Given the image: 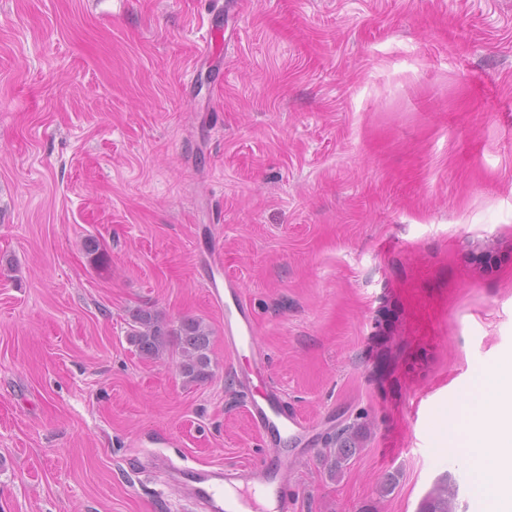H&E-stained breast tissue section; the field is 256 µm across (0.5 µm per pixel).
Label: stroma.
Masks as SVG:
<instances>
[{"label":"stroma","mask_w":512,"mask_h":512,"mask_svg":"<svg viewBox=\"0 0 512 512\" xmlns=\"http://www.w3.org/2000/svg\"><path fill=\"white\" fill-rule=\"evenodd\" d=\"M216 246L311 427L295 512H479L449 445L512 357V0H0V512H182L151 458L266 455ZM140 308L209 325L207 381ZM210 273L205 287L211 299L224 308V344L234 353L253 351L255 323L253 315L243 302L237 283L224 275V256L213 249L208 254ZM127 339L146 359L159 358L170 350V336H176L179 370L188 383L202 382L211 376V329L201 318L185 317L178 329H170L159 313L137 309L128 323ZM451 495L448 482L442 484L424 499L419 512H453L451 509Z\"/></svg>","instance_id":"35a3bbf8"}]
</instances>
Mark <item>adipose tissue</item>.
Listing matches in <instances>:
<instances>
[{
  "label": "adipose tissue",
  "instance_id": "obj_1",
  "mask_svg": "<svg viewBox=\"0 0 512 512\" xmlns=\"http://www.w3.org/2000/svg\"><path fill=\"white\" fill-rule=\"evenodd\" d=\"M455 419L453 447L475 459V485L486 512H512V362L481 370Z\"/></svg>",
  "mask_w": 512,
  "mask_h": 512
}]
</instances>
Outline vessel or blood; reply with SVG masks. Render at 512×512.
<instances>
[{
  "mask_svg": "<svg viewBox=\"0 0 512 512\" xmlns=\"http://www.w3.org/2000/svg\"><path fill=\"white\" fill-rule=\"evenodd\" d=\"M210 272L205 286L211 299L224 310V343L234 353L252 349L255 344L253 315L243 302L237 283L224 274V256L218 250L208 254ZM248 414L265 444L270 446L268 458L252 470L182 469L180 482L185 496L201 512H249L255 499L252 489L274 503L275 512H293L294 502L288 493L287 464L275 452L281 439L303 441L309 430L307 422L296 411L288 409L280 392L269 389L261 400H250Z\"/></svg>",
  "mask_w": 512,
  "mask_h": 512,
  "instance_id": "b4317fda",
  "label": "vessel or blood"
}]
</instances>
